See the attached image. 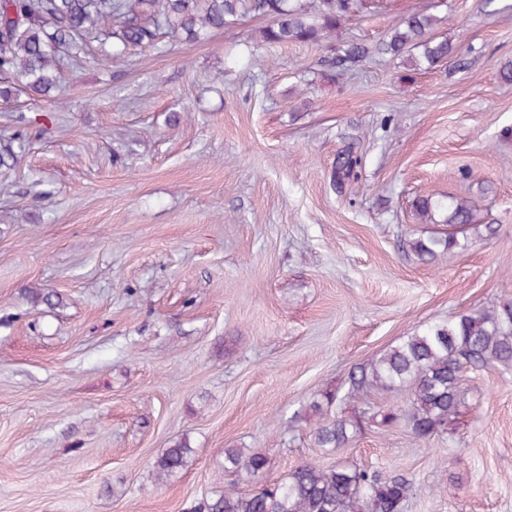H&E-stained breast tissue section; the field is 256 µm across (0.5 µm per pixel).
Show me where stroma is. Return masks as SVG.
<instances>
[{"label":"stroma","instance_id":"stroma-1","mask_svg":"<svg viewBox=\"0 0 512 512\" xmlns=\"http://www.w3.org/2000/svg\"><path fill=\"white\" fill-rule=\"evenodd\" d=\"M440 18L456 56L414 71L325 47L248 56L265 17L64 76L55 102H0V512H195L250 484L224 451L412 479L405 512H512V369H468L447 431L403 423L347 447L312 411L429 323L512 299V0H366L337 39ZM27 133L26 145L14 138ZM356 141L358 182L337 192ZM466 196L489 232L425 263L420 193ZM53 293L52 302L38 292ZM188 440L185 466L154 462ZM362 167V157L355 150L354 143H347L336 154V162L332 172L333 185L338 192H343L346 186L358 181Z\"/></svg>","mask_w":512,"mask_h":512}]
</instances>
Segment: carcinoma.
Returning <instances> with one entry per match:
<instances>
[{"mask_svg":"<svg viewBox=\"0 0 512 512\" xmlns=\"http://www.w3.org/2000/svg\"><path fill=\"white\" fill-rule=\"evenodd\" d=\"M365 0H0V98L15 92L44 98L59 89L65 68L109 64L158 46L160 31L185 43L205 38L242 14L268 19L258 42L267 45L321 44L341 21L364 9ZM105 21L112 22V52L88 57L89 43ZM439 18L412 12L389 29L381 42L369 46L352 37L330 46L329 63L343 70L380 50L418 67H434L454 48L435 34ZM362 157L355 144L336 154L332 172L338 192L358 181ZM413 209L423 223L442 224L438 236L411 238L407 245L424 262L468 246L473 206L466 197L416 196ZM512 368V300L492 309L463 313L428 324L380 356L368 369L349 378L344 395L320 394L312 406L320 409L358 400L369 390L408 392L410 407L368 413L347 419L336 416L315 430L320 448H343L364 431L365 421L388 427L401 420L413 438L426 442L444 431L459 403L460 373L466 366ZM185 441L166 449L155 470L169 477L186 461ZM268 458L246 448L224 449V468L251 481L268 468ZM412 484L401 476L354 465L323 468L310 462L285 478L248 494L224 492L208 502L206 512H404Z\"/></svg>","mask_w":512,"mask_h":512,"instance_id":"obj_1","label":"carcinoma"}]
</instances>
